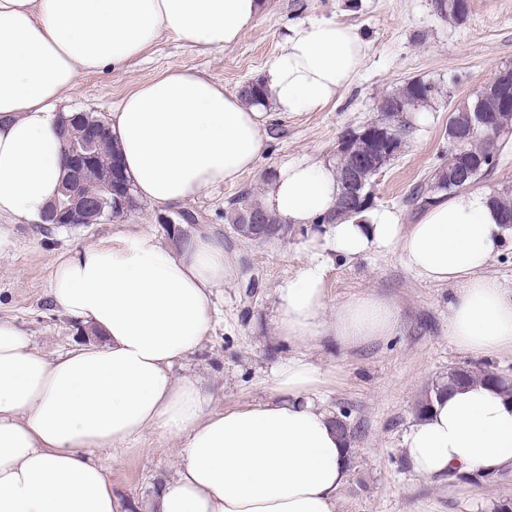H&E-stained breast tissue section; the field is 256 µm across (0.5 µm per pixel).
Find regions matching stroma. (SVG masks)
I'll return each mask as SVG.
<instances>
[{
    "label": "stroma",
    "mask_w": 512,
    "mask_h": 512,
    "mask_svg": "<svg viewBox=\"0 0 512 512\" xmlns=\"http://www.w3.org/2000/svg\"><path fill=\"white\" fill-rule=\"evenodd\" d=\"M334 19L354 27L367 45L361 68L335 104L319 112L279 117L267 130L255 168L236 184L209 190L183 202L202 223L228 229L237 200L259 199L284 163L306 158L335 160L344 135L377 119L378 98L411 79L439 88L423 108L402 155L378 176L376 209L393 210L410 223L419 207L417 189L428 187L448 158L449 110L476 94L499 68L512 67V0H470L468 16L456 25L441 18L432 0H269L265 13L224 50L203 53L164 32L123 68L80 75L67 94V108L111 120L120 99L140 81L170 68L191 69L236 91L260 78L278 54L294 24ZM116 225L19 224L0 216V318L26 329L52 354L84 342L80 327L57 312L50 298L55 265L74 247L110 238ZM314 226L292 229L287 239H226L228 251L245 261L216 298L214 325L201 347L175 368L176 377L195 376L209 385L213 408L252 405L273 393L274 374L288 360L316 366L314 391L329 415L349 413L354 428L347 484L336 512H498L512 503V477L481 484L439 481L414 472L403 441L416 418V405L450 370L488 368L512 379V351L473 356L448 339L450 287L415 276L394 250L356 259L333 258L325 277L327 317L352 297L374 294L396 305L399 325L393 336L353 350L325 338L314 344L277 340V290L307 259L305 246ZM179 439L147 432L128 445L96 452L113 489L134 500H150L155 486L175 477Z\"/></svg>",
    "instance_id": "35a3bbf8"
}]
</instances>
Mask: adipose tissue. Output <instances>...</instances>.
<instances>
[{"mask_svg": "<svg viewBox=\"0 0 512 512\" xmlns=\"http://www.w3.org/2000/svg\"><path fill=\"white\" fill-rule=\"evenodd\" d=\"M267 0H0V215L38 220L61 179L58 116L81 73L125 65L164 32L222 49L255 25ZM367 46L334 20L294 25L260 77L265 106L184 69L141 81L112 115V140L135 196L154 207L236 183L254 169L274 115L317 112L346 91ZM335 163L293 161L260 197L282 223L310 225L336 206ZM506 242L483 190L435 195L412 224L372 209L322 226L307 262L278 288L276 335L350 349L393 334L395 305L366 294L326 317L331 255L397 250L419 278L453 285L448 337L459 350H512V294L484 273ZM224 238L204 228L181 245L124 228L56 266V310L99 340L47 355L0 318V512H132L94 451L153 430L181 442L175 482L146 512H336L347 446L312 399L317 368L289 362L271 399L217 411L200 378L174 365L209 334L213 297L236 273ZM415 472L512 476V398L475 381L434 396L404 438Z\"/></svg>", "mask_w": 512, "mask_h": 512, "instance_id": "ef3b65f1", "label": "adipose tissue"}]
</instances>
